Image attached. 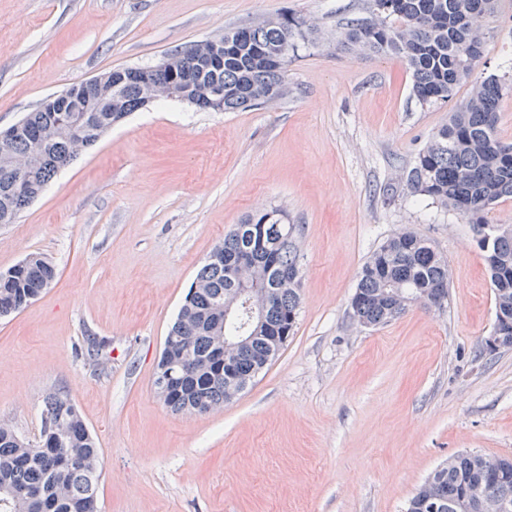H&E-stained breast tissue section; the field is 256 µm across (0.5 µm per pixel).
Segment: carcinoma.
I'll use <instances>...</instances> for the list:
<instances>
[{
    "instance_id": "obj_1",
    "label": "carcinoma",
    "mask_w": 512,
    "mask_h": 512,
    "mask_svg": "<svg viewBox=\"0 0 512 512\" xmlns=\"http://www.w3.org/2000/svg\"><path fill=\"white\" fill-rule=\"evenodd\" d=\"M478 0H372L383 21L366 18L348 25L342 45L358 46L378 54L401 58L412 75V94L422 105L446 101L461 83L472 77L475 62L468 56L473 34L482 29L474 14ZM304 21L283 14L276 25L231 28L224 31V68L202 72L198 89L212 83L224 85L225 112L258 105L257 99L274 88L286 90L287 69L272 60L282 44L298 49L305 39ZM512 94V79L490 75L472 84L469 96L456 105L448 123L419 152L407 181L414 193L459 214L469 224L483 226L500 202L512 199V144L498 137L500 102ZM85 112L76 113V124H60L62 112L41 109L29 113L11 148L25 155L37 141L40 150L29 167L18 173L0 155V215L16 216L26 208L57 173L77 154L74 144L88 148L112 128L113 123L137 110L135 81H130L112 102V112L96 111L93 95L83 98ZM284 215L271 209L246 216L224 241L215 247L220 260L208 259L172 325L173 340L165 346L156 377L174 360L181 374L164 404L177 413H207L224 406L237 393L227 382L226 370L242 380L253 379L276 356L271 337L294 334L298 318L299 289L276 287L280 272L296 265L299 255L292 241L291 226L276 230ZM266 225L269 252L258 248L253 228ZM488 265L495 310L507 318V346H512V229L497 230L490 240H479ZM256 261L255 275L263 283L269 303L260 331L251 332L246 309L226 323L222 318L224 295L234 288L230 267L240 256ZM54 265L41 254L0 272V317L8 316L36 299L55 279ZM396 287L429 301L448 290V263L426 238L412 232L388 238L364 263L353 300L359 313L372 326L384 325L407 309L383 302L382 295ZM252 336L230 365L223 366L217 354L222 339ZM44 418L60 417L63 427L44 425L39 440L30 442L10 428L0 426V512H97L99 446L76 405L59 390L43 398ZM507 481L487 472L477 454L455 456L420 486L409 501L407 512H418L426 493L438 499L443 512H456L455 504L466 490L479 489L512 502V469Z\"/></svg>"
}]
</instances>
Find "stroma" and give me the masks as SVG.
I'll use <instances>...</instances> for the list:
<instances>
[{"instance_id":"obj_1","label":"stroma","mask_w":512,"mask_h":512,"mask_svg":"<svg viewBox=\"0 0 512 512\" xmlns=\"http://www.w3.org/2000/svg\"><path fill=\"white\" fill-rule=\"evenodd\" d=\"M286 11L311 27L282 98L143 107L0 224V271L33 253L57 270L0 318V425L37 439L44 394L65 391L99 441L98 512H406L449 458L512 457V348H484L478 229L407 182L471 87L423 105L400 59L341 46L370 0H0V130L72 84ZM511 69L501 0L472 77ZM271 208L300 254L294 334L223 408L173 413L154 379L184 298L225 235ZM402 231L447 259L448 301L356 326L361 267Z\"/></svg>"}]
</instances>
